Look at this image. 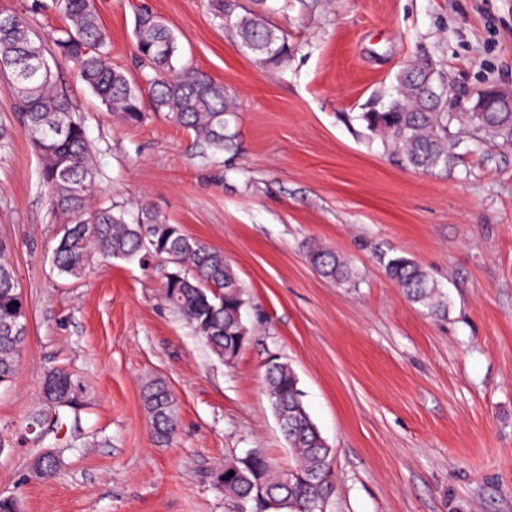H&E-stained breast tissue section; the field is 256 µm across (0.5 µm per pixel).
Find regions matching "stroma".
<instances>
[{"label": "stroma", "instance_id": "stroma-1", "mask_svg": "<svg viewBox=\"0 0 512 512\" xmlns=\"http://www.w3.org/2000/svg\"><path fill=\"white\" fill-rule=\"evenodd\" d=\"M288 35L278 65L243 53L208 0H98L112 61L131 77L134 16L148 7L183 56L239 105L237 150L205 154L162 112L110 117L76 70L59 87L84 119L98 192L147 201L187 235L223 251L259 328L233 365L164 303L167 264L112 261L58 276L54 214L39 159L0 78V241L26 297L29 335L0 388V498L21 512H235L225 460L292 456L264 387L265 362H288L333 450L326 512H512V144L452 124L446 171L405 168L360 115L387 105L404 63L439 66L452 95L512 85V0H243ZM320 242L351 280L318 275ZM407 256L448 297L429 311L384 268ZM86 390L77 432L35 443L24 419L48 370ZM164 380L177 431L158 441L141 392ZM54 452L50 479L34 459Z\"/></svg>", "mask_w": 512, "mask_h": 512}]
</instances>
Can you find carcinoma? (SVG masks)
Instances as JSON below:
<instances>
[{
	"label": "carcinoma",
	"instance_id": "obj_1",
	"mask_svg": "<svg viewBox=\"0 0 512 512\" xmlns=\"http://www.w3.org/2000/svg\"><path fill=\"white\" fill-rule=\"evenodd\" d=\"M54 9L69 25L41 36L29 18L7 10L0 21V74L6 91L20 108L22 126L38 154L51 209L66 218L53 248L58 273L84 277L101 259L146 262L172 260L176 269L165 274L162 296L218 358L232 346L234 333L245 325L244 290L224 253L185 234L176 224L145 204L128 222L114 206L92 208L88 197L96 175L83 119L64 91L54 85L51 67L38 59L54 47L110 116L130 125L143 121V97L157 112L192 131L203 152H231L236 146L238 108L224 90L190 62L181 60L177 35L148 9L135 16L134 50L146 70L144 85L130 79L110 59V41L101 22L96 0H52ZM215 15L234 31L240 49L256 60L279 64L288 58V44L281 30L254 12L237 13L236 0H210ZM442 73L417 56L408 61L397 79L396 96L381 111L364 112L361 119L382 143L393 149L406 168L434 172L448 168L457 146L450 132L453 122L472 128L482 140L512 143V114L470 112L467 100L456 98L457 111H448V97L440 96ZM311 266L338 281L351 277L348 263L335 252L312 246ZM385 269L407 297L434 310L445 304V295L428 272L404 255L388 258ZM26 302L12 265L0 259V386L12 381L26 337L16 335V322L24 319ZM265 384L272 408L285 415L288 446L296 462L283 470L267 457L253 459L245 468L238 461L224 462V496L245 503L260 482L270 498L288 502V512H321L331 491L328 466L332 449L307 412L292 367L281 361L269 366ZM145 410L155 437L168 441L176 432L177 401L169 386L155 380L142 392ZM41 408L25 427L59 435L70 423L77 426L83 404L80 383L69 373L49 370L40 389Z\"/></svg>",
	"mask_w": 512,
	"mask_h": 512
}]
</instances>
